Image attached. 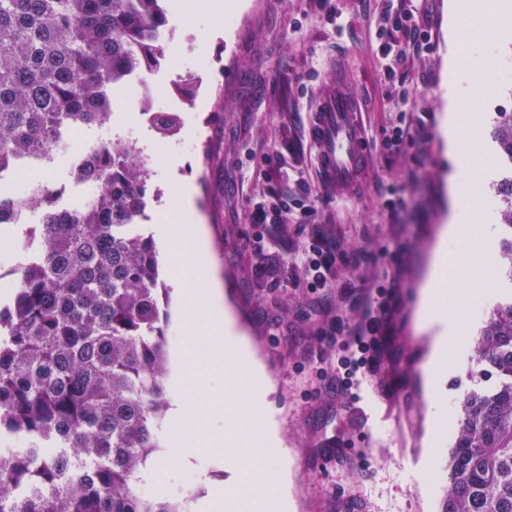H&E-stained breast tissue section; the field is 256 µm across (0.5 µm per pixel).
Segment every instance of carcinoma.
<instances>
[{
    "mask_svg": "<svg viewBox=\"0 0 512 512\" xmlns=\"http://www.w3.org/2000/svg\"><path fill=\"white\" fill-rule=\"evenodd\" d=\"M164 0H0V179L54 161L73 125L110 119L112 88L157 64ZM180 116L154 123L161 138ZM500 264L512 278V111L496 113ZM100 189L34 225L19 288L0 305V512H181L135 482L161 447L168 406L166 291L139 221L158 197L136 148L100 150ZM49 191L0 189V226ZM489 386L460 403L439 512H512V297L474 340ZM22 434L29 447L19 450Z\"/></svg>",
    "mask_w": 512,
    "mask_h": 512,
    "instance_id": "1",
    "label": "carcinoma"
}]
</instances>
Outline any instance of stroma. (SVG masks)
Returning <instances> with one entry per match:
<instances>
[{"instance_id": "35a3bbf8", "label": "stroma", "mask_w": 512, "mask_h": 512, "mask_svg": "<svg viewBox=\"0 0 512 512\" xmlns=\"http://www.w3.org/2000/svg\"><path fill=\"white\" fill-rule=\"evenodd\" d=\"M211 0H165L175 23L173 48L184 68L202 67V90L213 104L184 112L171 148L152 164L160 196L146 229L167 223L166 206L180 184L195 190L198 222L214 279L273 386L281 446L291 462L293 512H438L448 471L427 474L429 405L424 364L430 337L420 330V288L429 255L448 213L445 177L451 167L438 135L448 55V0H414L436 36L432 53L410 58L422 98L384 82L375 29L382 0H223V26L212 28ZM337 9L341 26L327 19ZM344 68L343 87L358 93L371 165L349 197L336 199L320 181L309 119L325 84ZM429 113L424 153L388 154L381 130L399 114ZM277 157L267 166L263 157ZM304 180L318 209L315 224L280 229L251 222L252 203L272 183L289 189ZM405 189L406 208L391 218L382 208L388 187ZM319 233L337 249L333 287L311 291L281 275L258 276L256 234L275 235L278 261ZM401 266L390 281L386 271ZM382 290L394 307L388 327L391 360L372 381L337 394V322L353 323L360 309L351 289ZM167 352L190 345L200 354L193 373L202 397H221L224 376L204 348L205 320L187 322L176 293L168 295ZM166 498L201 512L205 490L195 472H155Z\"/></svg>"}]
</instances>
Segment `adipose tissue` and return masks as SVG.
Wrapping results in <instances>:
<instances>
[{
	"instance_id": "1",
	"label": "adipose tissue",
	"mask_w": 512,
	"mask_h": 512,
	"mask_svg": "<svg viewBox=\"0 0 512 512\" xmlns=\"http://www.w3.org/2000/svg\"><path fill=\"white\" fill-rule=\"evenodd\" d=\"M512 27V0H448V60L442 95L448 107L440 121V136L452 161L448 176V223L439 233L432 251L428 274L422 287L421 318L434 336L427 360L430 384L446 377L452 364L450 354H461L468 343L470 320L451 312L458 292L465 286H486L489 268L475 265L472 254L494 233L486 224L487 204H467L461 187L484 182L494 176L483 165L487 151L488 120L471 106L494 94V86L483 78L486 69L497 67V41L501 31ZM186 310L205 316L213 327L214 340L208 351L233 367L226 378L224 399L210 403V410H224L228 425L223 434L207 436L195 423L199 399L188 375H179L181 385L173 400L168 425L175 432L163 465L193 466L201 447L224 452V482L211 481L199 471L198 481L206 495L205 512L224 505L226 512H264L266 498L277 501L280 512L288 509V463L278 445V423L267 409L270 381L262 364L239 335L234 322L219 307L201 312L191 289L183 281L173 283ZM251 481L257 493L242 500L234 495L237 485Z\"/></svg>"
}]
</instances>
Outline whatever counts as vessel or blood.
<instances>
[{
  "instance_id": "b4317fda",
  "label": "vessel or blood",
  "mask_w": 512,
  "mask_h": 512,
  "mask_svg": "<svg viewBox=\"0 0 512 512\" xmlns=\"http://www.w3.org/2000/svg\"><path fill=\"white\" fill-rule=\"evenodd\" d=\"M311 136L322 179L345 196L363 173L368 157L355 94L330 90L314 114Z\"/></svg>"
}]
</instances>
